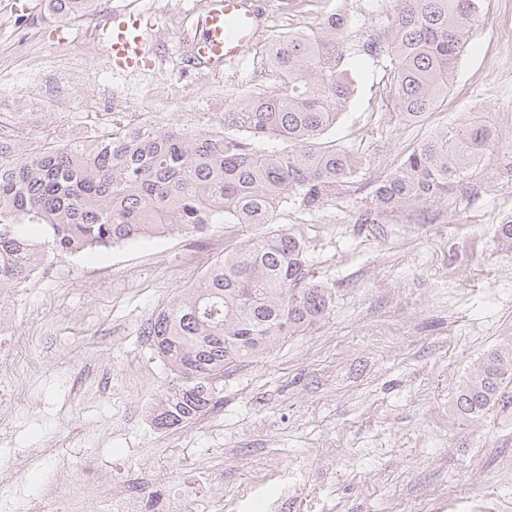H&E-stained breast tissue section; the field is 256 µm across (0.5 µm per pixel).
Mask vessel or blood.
Segmentation results:
<instances>
[{
  "instance_id": "1",
  "label": "vessel or blood",
  "mask_w": 512,
  "mask_h": 512,
  "mask_svg": "<svg viewBox=\"0 0 512 512\" xmlns=\"http://www.w3.org/2000/svg\"><path fill=\"white\" fill-rule=\"evenodd\" d=\"M261 19L254 0H213L199 16L189 43L193 66L213 70L237 61L252 42ZM106 50L116 63L128 68L146 62L150 43L139 20L130 18L114 24Z\"/></svg>"
}]
</instances>
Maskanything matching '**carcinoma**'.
I'll return each mask as SVG.
<instances>
[{
  "label": "carcinoma",
  "instance_id": "carcinoma-1",
  "mask_svg": "<svg viewBox=\"0 0 512 512\" xmlns=\"http://www.w3.org/2000/svg\"><path fill=\"white\" fill-rule=\"evenodd\" d=\"M47 2L50 15L65 20L95 0ZM479 2L393 0L383 38L353 39L345 12L281 36L266 56L278 91L241 94L216 129L135 126L31 152L0 137V288L27 282L47 248L77 253L213 224L262 226L290 201L320 208L362 172V157L328 139L354 93L351 60L387 61L395 105L418 121L448 99ZM499 136L489 112L431 133L377 187L361 222L448 195ZM272 137L285 147L253 146ZM307 276L300 240L259 234L224 248L194 288L152 317L145 335L173 374L151 414L154 427L196 419L214 404L225 373L318 321L329 293ZM511 382L512 341L465 377L454 412L468 421L512 404Z\"/></svg>",
  "mask_w": 512,
  "mask_h": 512
}]
</instances>
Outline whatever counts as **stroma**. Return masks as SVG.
<instances>
[{
    "label": "stroma",
    "instance_id": "35a3bbf8",
    "mask_svg": "<svg viewBox=\"0 0 512 512\" xmlns=\"http://www.w3.org/2000/svg\"><path fill=\"white\" fill-rule=\"evenodd\" d=\"M209 0H98L50 18L46 0H0V134L24 150L131 126L218 125L246 91L272 93L270 42L345 11L355 35L383 36L381 0H259L242 60L219 73L188 58ZM139 18L150 62L106 52L115 14ZM356 91L332 130L358 151L361 181L271 224L303 241L324 315L225 375L217 404L182 428L149 413L172 376L143 329L193 288L254 224H214L79 253L49 254L31 281L0 292L12 341L0 348V512H29L94 472L150 477L171 512H512V406L483 419L453 396L512 339V0H481L448 100L423 121L398 111L382 64L353 63ZM494 115L500 141L447 197L362 224L372 192L425 136L462 113Z\"/></svg>",
    "mask_w": 512,
    "mask_h": 512
}]
</instances>
